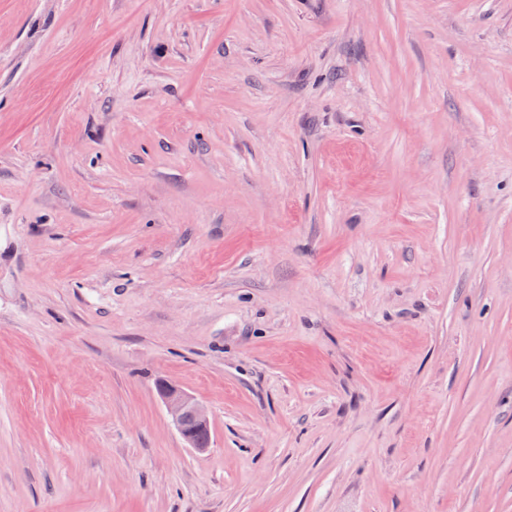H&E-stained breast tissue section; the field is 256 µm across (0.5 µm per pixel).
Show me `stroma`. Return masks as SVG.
<instances>
[{
    "label": "stroma",
    "instance_id": "1",
    "mask_svg": "<svg viewBox=\"0 0 512 512\" xmlns=\"http://www.w3.org/2000/svg\"><path fill=\"white\" fill-rule=\"evenodd\" d=\"M0 512H512V0H0ZM159 392L171 421L183 440L189 447L197 451H204L206 448H203L192 437L189 427L191 425L198 429H208L210 427V420L205 408L173 386L164 385Z\"/></svg>",
    "mask_w": 512,
    "mask_h": 512
}]
</instances>
